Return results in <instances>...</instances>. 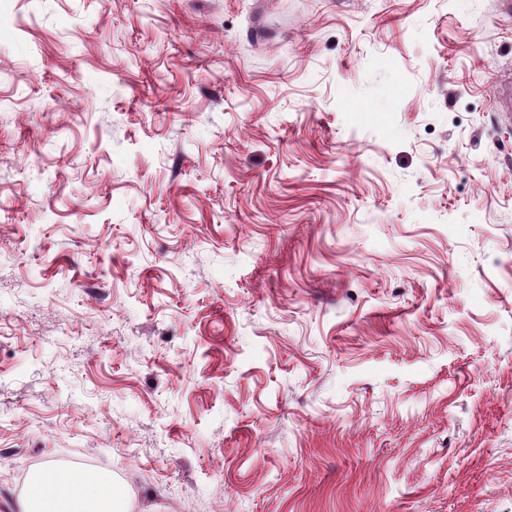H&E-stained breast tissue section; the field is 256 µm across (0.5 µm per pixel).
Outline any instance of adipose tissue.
<instances>
[{
	"label": "adipose tissue",
	"instance_id": "1",
	"mask_svg": "<svg viewBox=\"0 0 512 512\" xmlns=\"http://www.w3.org/2000/svg\"><path fill=\"white\" fill-rule=\"evenodd\" d=\"M19 512H128L110 472L47 463L31 475Z\"/></svg>",
	"mask_w": 512,
	"mask_h": 512
}]
</instances>
